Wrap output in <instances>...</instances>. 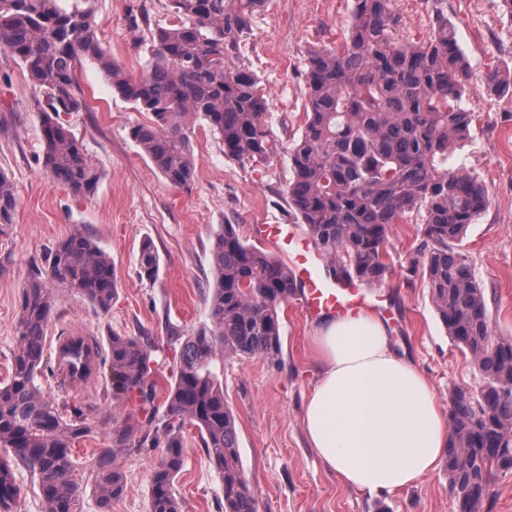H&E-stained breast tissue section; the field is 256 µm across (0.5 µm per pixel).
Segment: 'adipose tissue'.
Here are the masks:
<instances>
[{"mask_svg":"<svg viewBox=\"0 0 512 512\" xmlns=\"http://www.w3.org/2000/svg\"><path fill=\"white\" fill-rule=\"evenodd\" d=\"M313 344L320 376L303 426L339 483L393 493L435 470L448 446L446 419L425 375L393 349L384 322L328 315Z\"/></svg>","mask_w":512,"mask_h":512,"instance_id":"obj_1","label":"adipose tissue"}]
</instances>
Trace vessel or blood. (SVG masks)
Wrapping results in <instances>:
<instances>
[{
  "label": "vessel or blood",
  "instance_id": "vessel-or-blood-1",
  "mask_svg": "<svg viewBox=\"0 0 512 512\" xmlns=\"http://www.w3.org/2000/svg\"><path fill=\"white\" fill-rule=\"evenodd\" d=\"M255 233L257 237L275 245L291 262L295 276L303 284L298 301L306 314L313 316L330 311H357L365 304L367 297L359 292L360 282L329 280L315 264L302 262L292 245L288 225L260 224L256 226Z\"/></svg>",
  "mask_w": 512,
  "mask_h": 512
}]
</instances>
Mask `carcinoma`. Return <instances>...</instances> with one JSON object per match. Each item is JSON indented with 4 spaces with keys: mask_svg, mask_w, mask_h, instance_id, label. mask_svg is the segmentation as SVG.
I'll return each mask as SVG.
<instances>
[{
    "mask_svg": "<svg viewBox=\"0 0 512 512\" xmlns=\"http://www.w3.org/2000/svg\"><path fill=\"white\" fill-rule=\"evenodd\" d=\"M70 11L57 0H0V46L47 97L41 167L79 196L93 195L103 172L60 113L78 112L76 64L96 60L115 89L149 121L131 128L134 141L172 186L188 188L197 163L188 121L203 122L242 165L268 164L279 150L266 121L267 100L257 77L227 64L239 38L252 30L266 0H169L176 23L152 33L146 72L129 75L97 36L90 0ZM392 0H355L349 34L335 48L314 50L304 88L305 121L288 151L292 178L288 207L306 226L335 280H383L392 226L421 217V241L407 267L423 277L448 335L482 374L478 392L457 387L450 397L446 471L458 512H483L493 477L512 472V336L494 333L482 288L454 248L486 209L482 185L448 169V153L468 140L473 113L462 107L469 67L454 30L441 18L417 42L399 38ZM12 183L0 172V226L12 223ZM215 288L211 325L187 336L171 368L163 416L155 436L165 452L150 481L151 512H181L175 481L184 459L183 427L197 429L204 453L222 475L224 512H256L254 492L240 463L235 416L215 372L217 359L282 356L279 310L302 283L273 254L243 241L224 224L212 248ZM140 274H159V257L146 240ZM66 293L101 315L112 311L118 288L112 260L77 230L51 250L45 265L22 285L17 345L9 379L0 383V512L20 494L16 472L36 477L44 512H73L80 487L71 479L73 444L89 432L88 413L58 404L45 388L84 384L109 362L113 399L153 402L157 395L150 339L118 333L107 348L86 336L59 340L46 356V331ZM135 423L112 428V448L95 462L98 512L127 490L116 457Z\"/></svg>",
    "mask_w": 512,
    "mask_h": 512,
    "instance_id": "cac0c4a2",
    "label": "carcinoma"
}]
</instances>
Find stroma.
I'll return each instance as SVG.
<instances>
[{
  "mask_svg": "<svg viewBox=\"0 0 512 512\" xmlns=\"http://www.w3.org/2000/svg\"><path fill=\"white\" fill-rule=\"evenodd\" d=\"M100 24L98 37L114 60L142 75L151 34L172 19L168 0H91ZM354 0H268L243 36L232 63L254 73L268 100L267 122L283 143L267 167L243 166L204 123H195L190 145L197 160L191 189L169 185L130 136L146 121L114 92L97 62L82 59L76 83L84 109L64 117L102 169L93 196L78 197L41 169V114L45 99L31 90L20 62L0 48V171L12 180L17 205L12 222L0 232V381L6 380L17 341L21 287L44 263L48 252L74 231L96 240L111 257L118 295L109 315H100L76 296L64 297L48 326L47 341L80 334L106 344L108 336H147L157 347L161 372H169L181 337L209 321L214 285L210 249L220 225H236L240 237L256 243L258 224H295L286 198L292 175L287 149L304 122L303 89L311 50L343 41ZM400 33L427 38L437 17L452 26L469 63L472 112L469 143L448 157L483 185L488 205L469 225L458 247L466 256L488 303L496 334L512 336V88L489 90L484 74L492 67L512 72V18L501 0H392ZM151 240L160 273L149 282L139 276L143 240ZM417 216L393 225L384 261V279L373 284L391 309L387 321L393 348L407 355L431 384L441 409L454 388L482 384L474 361L451 340L421 276H409L408 256L420 242ZM282 363L261 357H228L217 362L224 398L236 418L244 474L257 512H457L444 468L415 486L375 496L341 485L309 447L303 429L304 404L320 367L313 338L318 319L307 317L297 300L280 312ZM57 403L92 408L90 431L75 443L72 478L82 488L74 512H97L91 465L112 445V425L134 417L138 425L117 463L128 489L112 502V512H150L149 485L164 448L149 442L153 427L138 402L112 398L110 368L99 365L87 385L61 388L47 382ZM185 465L175 483L182 512H222V479L205 456L196 429L184 430Z\"/></svg>",
  "mask_w": 512,
  "mask_h": 512,
  "instance_id": "obj_1",
  "label": "stroma"
}]
</instances>
